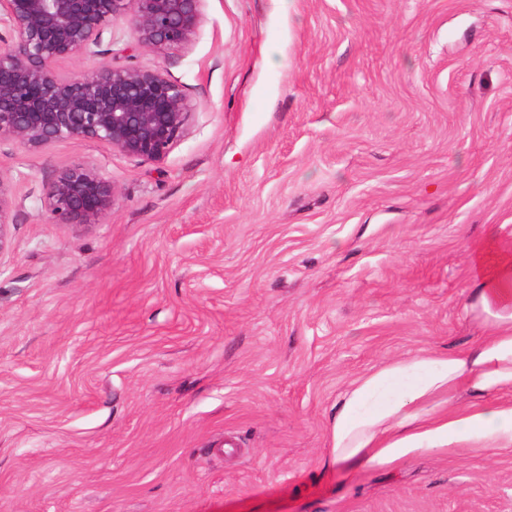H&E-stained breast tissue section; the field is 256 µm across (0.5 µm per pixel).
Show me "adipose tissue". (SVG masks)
<instances>
[{
	"label": "adipose tissue",
	"instance_id": "adipose-tissue-1",
	"mask_svg": "<svg viewBox=\"0 0 512 512\" xmlns=\"http://www.w3.org/2000/svg\"><path fill=\"white\" fill-rule=\"evenodd\" d=\"M469 290L487 335L466 350L425 351L355 378L329 422V464L382 468L460 449L512 452V238L493 234L472 247Z\"/></svg>",
	"mask_w": 512,
	"mask_h": 512
}]
</instances>
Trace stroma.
Masks as SVG:
<instances>
[{"label":"stroma","instance_id":"stroma-1","mask_svg":"<svg viewBox=\"0 0 512 512\" xmlns=\"http://www.w3.org/2000/svg\"><path fill=\"white\" fill-rule=\"evenodd\" d=\"M163 162L0 138V512H512V453L336 471L348 384L475 345L468 250L512 235V0H204ZM85 163L116 200L55 222ZM115 198L112 182L98 169L78 163L47 185L45 205L58 223L92 224L112 209ZM12 201L8 189L0 181V253L5 251L10 244L11 231L13 225L10 219Z\"/></svg>","mask_w":512,"mask_h":512}]
</instances>
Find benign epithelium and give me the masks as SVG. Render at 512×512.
Segmentation results:
<instances>
[{"label":"benign epithelium","mask_w":512,"mask_h":512,"mask_svg":"<svg viewBox=\"0 0 512 512\" xmlns=\"http://www.w3.org/2000/svg\"><path fill=\"white\" fill-rule=\"evenodd\" d=\"M203 0H0V137L28 147L94 141L160 163L183 135L192 111L183 86L160 68L101 65L64 75L61 58L97 53L117 17L130 18L138 43L162 53L186 47ZM115 187L84 163L47 185L58 223L92 224L112 209ZM12 201L0 181V253L10 244Z\"/></svg>","instance_id":"benign-epithelium-1"}]
</instances>
